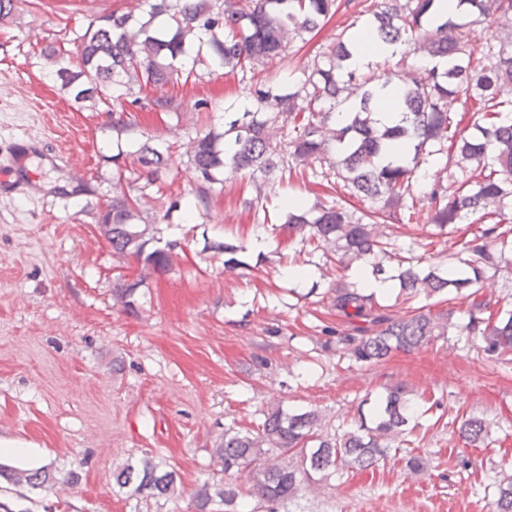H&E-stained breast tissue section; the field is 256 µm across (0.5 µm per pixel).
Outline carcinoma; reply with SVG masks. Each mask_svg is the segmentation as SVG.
<instances>
[{
    "mask_svg": "<svg viewBox=\"0 0 512 512\" xmlns=\"http://www.w3.org/2000/svg\"><path fill=\"white\" fill-rule=\"evenodd\" d=\"M42 8L31 0H0V23L23 6ZM435 0H147L136 16L113 10L85 11L83 29L74 33L78 53L70 56L53 45L41 49L47 75L68 90L75 103L89 109L101 105L119 112L112 122V197L99 206L97 223L112 225L107 238L112 255L130 259L141 271L165 272L178 244L154 245L140 228L151 188L162 181L180 145L142 133L124 135L140 126L135 107L141 93L154 94L144 107L180 116L182 102L164 91L178 82L184 60L210 71L241 76L270 59H284L288 45L319 30L340 11L368 15L364 30L376 44H401L409 53L437 59L415 66L406 77L383 60L379 75L367 76L349 65L356 42L336 36V43L314 55L298 85L281 81L252 83L236 117L218 131L209 122L211 102L194 105L195 136L185 155L195 175L194 200L182 220L193 224L209 216L215 185L230 171L250 182L256 195L243 200L259 224L272 219L263 188L296 175L319 187L323 200L310 210L288 205L283 226L289 234L323 252L325 264L345 271L355 261L371 267L383 281L398 282L404 300L431 298L444 291L464 294L468 322L460 334L477 336L483 351L499 359L512 355V309L481 314L487 271L512 264V0H459L454 17H438ZM507 30L505 38L487 44L478 57L468 51L475 24ZM399 83L402 118L388 126L377 119L382 108L378 89ZM464 99V111H449L448 102ZM338 159L328 160L330 151ZM445 157L448 174L427 176L425 190L416 189V172L433 156ZM131 165H125V161ZM321 167H316L315 163ZM373 202L358 214L336 200L337 188ZM468 213H478L473 239L462 242L465 257L448 265L421 266V260L398 257L397 268L384 260L395 255L385 228L415 221L448 235ZM224 270L245 262L244 247L230 241ZM145 275L119 280L112 288L113 305L134 308V294ZM326 296L336 312L353 324V333L338 337L336 351L360 366L377 365L396 351L411 352L448 333V314L423 309L404 316L382 313L374 294L339 278ZM403 383L388 385L369 414L342 432L324 431L316 409L287 412L278 405L245 431L224 429L212 455L213 474L200 484L191 501L193 512H243L238 501L257 498L267 512L301 493H314L339 470H375L390 450L404 452L411 474L423 470L409 434L426 415ZM451 435L478 447L488 435L485 421L463 416L451 421ZM245 481L237 482L239 475ZM36 493L47 487L80 485L82 474L62 475L52 465L22 469L0 463V481ZM179 474L152 456L126 461L112 472L113 486L129 498L159 502L176 492ZM493 512H512V475L495 487Z\"/></svg>",
    "mask_w": 512,
    "mask_h": 512,
    "instance_id": "cac0c4a2",
    "label": "carcinoma"
}]
</instances>
